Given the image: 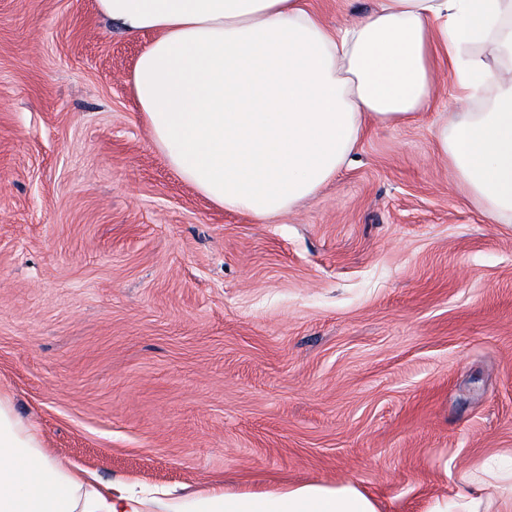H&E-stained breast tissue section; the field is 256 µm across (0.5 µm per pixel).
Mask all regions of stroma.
I'll use <instances>...</instances> for the list:
<instances>
[{
    "label": "stroma",
    "mask_w": 512,
    "mask_h": 512,
    "mask_svg": "<svg viewBox=\"0 0 512 512\" xmlns=\"http://www.w3.org/2000/svg\"><path fill=\"white\" fill-rule=\"evenodd\" d=\"M332 27L375 0H308ZM151 34L96 0H0V389L46 448L146 512L354 481L428 512L512 454V222L428 127L369 128L271 222L172 169L128 78Z\"/></svg>",
    "instance_id": "stroma-1"
}]
</instances>
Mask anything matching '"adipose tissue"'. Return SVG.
<instances>
[{"mask_svg":"<svg viewBox=\"0 0 512 512\" xmlns=\"http://www.w3.org/2000/svg\"><path fill=\"white\" fill-rule=\"evenodd\" d=\"M101 17L152 34L129 78L153 144L213 204L270 221L335 178L369 126L425 110L441 73L457 100L431 135L470 201L512 219V0H377L344 27L307 0H97ZM493 46L489 65L481 47ZM128 487L45 450L0 394V512H139ZM172 512H378L356 484L179 499ZM431 512H512V462L465 479Z\"/></svg>","mask_w":512,"mask_h":512,"instance_id":"obj_1","label":"adipose tissue"}]
</instances>
